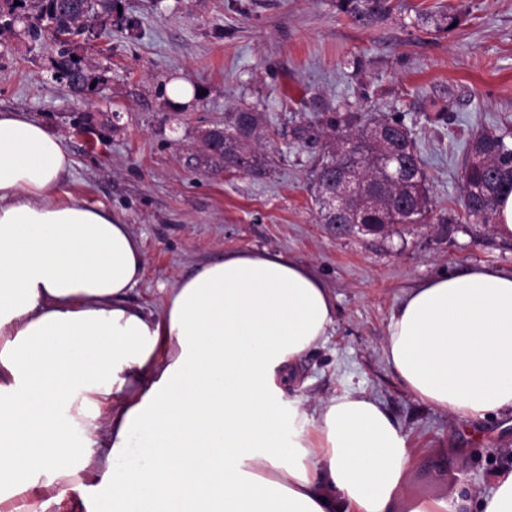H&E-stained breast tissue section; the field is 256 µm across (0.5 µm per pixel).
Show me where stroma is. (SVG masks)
Here are the masks:
<instances>
[{
    "label": "stroma",
    "mask_w": 512,
    "mask_h": 512,
    "mask_svg": "<svg viewBox=\"0 0 512 512\" xmlns=\"http://www.w3.org/2000/svg\"><path fill=\"white\" fill-rule=\"evenodd\" d=\"M368 28L336 0H121L135 30L109 24L80 41L102 80L76 97L52 78L49 42L0 38V110H20L66 143L64 188L129 224L145 255L129 301L160 310L166 293L203 265L238 250H267L306 264L336 303L325 343L301 362L288 395L316 404L344 393L377 398L408 436L411 475L392 509L451 496L460 482L485 494L512 470V412L458 422L405 390L384 354L393 311L417 283L475 265L512 271V238L466 222L462 164L469 138L512 132V0H397ZM442 3L460 24L409 27L410 8ZM199 92L173 107L171 79ZM346 100L370 118L400 117L417 139L437 223L405 224L388 238L331 235L318 220L312 171L318 154L288 133L319 108ZM262 114L265 176L191 170L199 134L242 104ZM97 123L83 130L81 116ZM88 497L36 487L45 512H107L110 492Z\"/></svg>",
    "instance_id": "obj_1"
}]
</instances>
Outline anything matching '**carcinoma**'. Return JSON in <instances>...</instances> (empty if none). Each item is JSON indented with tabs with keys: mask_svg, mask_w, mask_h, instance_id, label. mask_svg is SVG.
Here are the masks:
<instances>
[{
	"mask_svg": "<svg viewBox=\"0 0 512 512\" xmlns=\"http://www.w3.org/2000/svg\"><path fill=\"white\" fill-rule=\"evenodd\" d=\"M120 0H75L66 9L56 0H0V37L14 35L11 20L21 13H31L36 22L27 29L28 36L39 40L43 33H51L56 53L51 58L54 78L63 82V76L73 74L79 78L84 92L95 90L101 81L94 61L79 54L72 47L75 38L83 36L92 19L118 11ZM336 9L346 14L362 27H370L389 17L395 5L392 0H336ZM459 14L445 9L417 11L411 24L429 32L452 30L451 24L459 23ZM358 112L347 103H337L324 109L317 121H302L293 126L290 136L302 148H313L321 142L331 146L330 140L364 135L369 126L358 125ZM377 122L395 133L388 144L390 167L400 171L404 177L389 182L380 180L378 170L369 161H364L363 181L360 195L364 199L360 211L366 224H384L396 221L400 224H429L433 219L427 175L419 170L416 176L407 175V165L419 155V146L413 136L403 138L399 130L406 129L403 121L379 118ZM264 137V127L258 110L243 104L227 113L223 131L218 135L219 144L205 151L192 154L188 162L203 165L213 172L236 170L259 178L266 174L268 162L256 151L255 145ZM509 132L483 130L470 138L469 143L478 144L489 155L488 163L480 164L470 158L463 163L462 192L467 216L483 224L496 220L501 197L512 193V146L507 142ZM338 162L335 150H328L319 157L314 168L313 200L318 207L319 221L334 224L336 218L329 217L323 209V197L335 192L331 181V167Z\"/></svg>",
	"mask_w": 512,
	"mask_h": 512,
	"instance_id": "cac0c4a2",
	"label": "carcinoma"
}]
</instances>
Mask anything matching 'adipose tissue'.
<instances>
[{"mask_svg": "<svg viewBox=\"0 0 512 512\" xmlns=\"http://www.w3.org/2000/svg\"><path fill=\"white\" fill-rule=\"evenodd\" d=\"M72 167L60 136L0 111V512L21 500L39 512L34 488L78 493L87 472L109 487L111 512H389L412 460L381 403L285 397L336 317L322 281L283 255L234 251L170 289L159 312L131 305L140 244L65 191ZM384 352L436 410H512V273L421 282ZM492 483L407 512H512V471Z\"/></svg>", "mask_w": 512, "mask_h": 512, "instance_id": "ef3b65f1", "label": "adipose tissue"}]
</instances>
